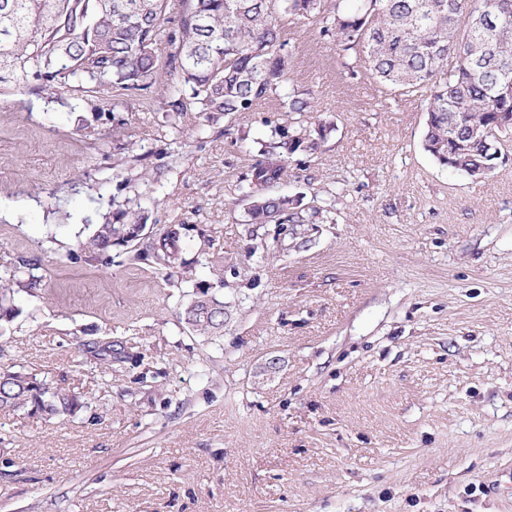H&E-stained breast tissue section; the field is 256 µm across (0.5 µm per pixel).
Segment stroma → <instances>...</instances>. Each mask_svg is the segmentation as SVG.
I'll list each match as a JSON object with an SVG mask.
<instances>
[{
    "label": "stroma",
    "instance_id": "stroma-1",
    "mask_svg": "<svg viewBox=\"0 0 512 512\" xmlns=\"http://www.w3.org/2000/svg\"><path fill=\"white\" fill-rule=\"evenodd\" d=\"M281 38L335 129L273 191L332 224L247 221L253 141L291 113L208 124L146 94L90 142L68 94L0 97V272L42 278L0 364L84 403L0 411V512H512V153L453 173L422 146L425 98L377 96L306 22ZM126 203L145 240L189 224L222 335L185 324L194 288L151 260L77 259Z\"/></svg>",
    "mask_w": 512,
    "mask_h": 512
}]
</instances>
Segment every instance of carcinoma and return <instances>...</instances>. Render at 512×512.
<instances>
[{
	"label": "carcinoma",
	"instance_id": "carcinoma-1",
	"mask_svg": "<svg viewBox=\"0 0 512 512\" xmlns=\"http://www.w3.org/2000/svg\"><path fill=\"white\" fill-rule=\"evenodd\" d=\"M319 24L352 75L364 66L379 92H426L424 150L440 165L473 179L488 174L512 135V0H0V96L30 83L50 96L76 95L77 130L94 128L82 113L113 112L146 93L178 118L197 112L208 122L257 112L272 100L298 115L258 139L259 159L246 176L250 224H316L332 211L307 207L299 195H273L288 158L318 149L335 130L312 120V92L291 82L293 56L281 40L284 17ZM165 78H160V73ZM145 223L124 205L78 243L86 264H112L119 228ZM186 224L169 226L149 249L127 247L129 260L152 256L174 277L185 266ZM28 260L0 273V324L40 287ZM194 296L185 323L204 336L224 327V301L208 308ZM83 402L37 374L0 368V410L46 419L74 415Z\"/></svg>",
	"mask_w": 512,
	"mask_h": 512
}]
</instances>
